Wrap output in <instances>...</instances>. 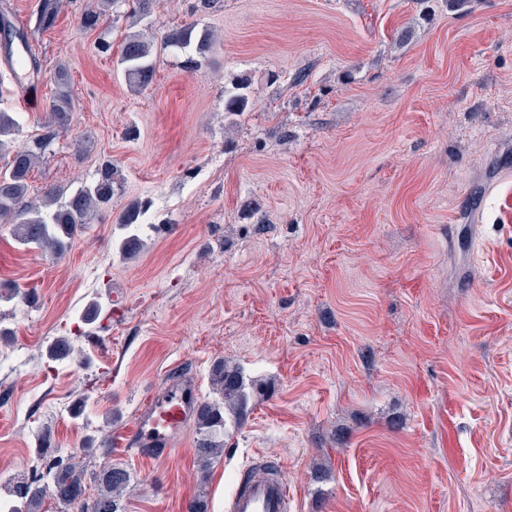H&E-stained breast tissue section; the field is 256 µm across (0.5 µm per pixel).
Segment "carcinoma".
<instances>
[{"instance_id":"1","label":"carcinoma","mask_w":512,"mask_h":512,"mask_svg":"<svg viewBox=\"0 0 512 512\" xmlns=\"http://www.w3.org/2000/svg\"><path fill=\"white\" fill-rule=\"evenodd\" d=\"M115 3L117 0H102L97 9L83 14L82 26L89 30L97 28L102 16ZM61 5L62 0H44L35 31L51 29ZM0 33L3 34L0 45L8 57H13L16 42L19 50L30 53L27 33L16 28L6 13L0 15ZM215 41L213 33L203 31L197 34L189 26L173 32L166 45L185 48L193 44L196 53L203 58ZM118 63L130 87L136 91L145 89L153 83L155 76L153 42L141 34L129 36L121 45ZM246 89L247 85L235 83L232 89L224 91L225 111L237 115L246 110L249 104ZM51 96V107L44 123L46 133L30 143H17V120L9 112H0V156H8L6 168L0 171V223L9 226L11 234L21 245L59 260L68 253L84 224L97 211L112 204L117 184L112 162L108 161L101 166L94 182L65 198L53 189L39 200L29 198L31 172L40 163L56 132L67 128L73 117L74 104L65 79L57 81ZM144 213L143 204L134 202L116 220L121 231L119 248L128 256L136 255L140 248L139 218ZM34 299V292L29 289L7 286L0 290V302L26 304ZM73 353V345L66 336L56 338L46 350L47 358L53 362L64 360ZM210 383L217 398L200 403L195 413L196 454L204 461L222 456L224 438L231 437L230 429L237 430L243 426L250 401L242 371L222 359L212 365ZM39 448L45 473L8 484L7 503L16 504L11 512H39L48 495L61 506V512H121L120 498L131 480L125 468L104 463L94 475L97 493L90 498L86 496L84 470L75 455H68L65 465H55L59 452L47 435L41 436Z\"/></svg>"}]
</instances>
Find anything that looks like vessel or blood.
I'll use <instances>...</instances> for the list:
<instances>
[{
	"label": "vessel or blood",
	"mask_w": 512,
	"mask_h": 512,
	"mask_svg": "<svg viewBox=\"0 0 512 512\" xmlns=\"http://www.w3.org/2000/svg\"><path fill=\"white\" fill-rule=\"evenodd\" d=\"M198 405L195 387L175 384L160 398L137 413L130 428L120 434V446L136 442L148 448L154 458L164 459L173 452L175 439L184 434ZM291 494L284 481L268 474L247 485L237 486L225 500V512H288Z\"/></svg>",
	"instance_id": "b4317fda"
}]
</instances>
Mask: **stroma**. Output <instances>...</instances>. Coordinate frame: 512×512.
Returning <instances> with one entry per match:
<instances>
[{"instance_id":"35a3bbf8","label":"stroma","mask_w":512,"mask_h":512,"mask_svg":"<svg viewBox=\"0 0 512 512\" xmlns=\"http://www.w3.org/2000/svg\"><path fill=\"white\" fill-rule=\"evenodd\" d=\"M40 3L0 0L41 65L22 83L0 53L20 141L41 134L59 72L74 101L30 195L73 192L106 160L119 191L54 262L0 228V282L38 287L0 302V484L39 468L47 432L87 474L130 472L125 512L196 495L224 512L258 457L280 464L291 512H512V0H158L148 16L117 0L93 30L97 0H64L38 34ZM190 23L217 38L192 72L164 45ZM135 32L157 52L140 92L116 54ZM134 201L129 259L115 221ZM117 294L86 334V305ZM59 336L84 365L47 359ZM219 359L266 389L220 459L202 466L192 427L161 463L85 451L171 381L213 399ZM247 85L234 83L231 90L224 91V109L234 115L244 112L249 104Z\"/></svg>"}]
</instances>
